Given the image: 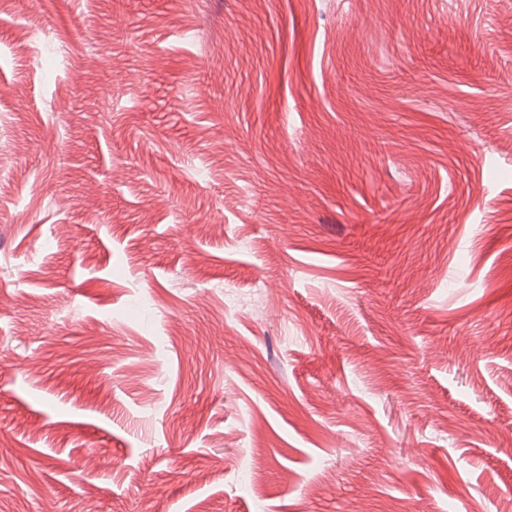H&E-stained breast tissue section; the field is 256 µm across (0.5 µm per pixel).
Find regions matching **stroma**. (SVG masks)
I'll return each instance as SVG.
<instances>
[{"mask_svg": "<svg viewBox=\"0 0 512 512\" xmlns=\"http://www.w3.org/2000/svg\"><path fill=\"white\" fill-rule=\"evenodd\" d=\"M512 0H0V512H512Z\"/></svg>", "mask_w": 512, "mask_h": 512, "instance_id": "1", "label": "stroma"}]
</instances>
